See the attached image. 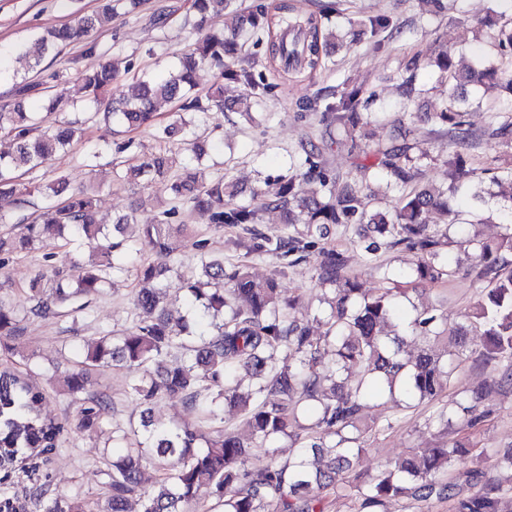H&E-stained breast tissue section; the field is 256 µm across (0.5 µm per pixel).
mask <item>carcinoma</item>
Returning a JSON list of instances; mask_svg holds the SVG:
<instances>
[{"label": "carcinoma", "instance_id": "cac0c4a2", "mask_svg": "<svg viewBox=\"0 0 512 512\" xmlns=\"http://www.w3.org/2000/svg\"><path fill=\"white\" fill-rule=\"evenodd\" d=\"M233 3L192 0V27L199 34L193 48L168 74L138 81L130 96L112 93V85L123 77L118 63L104 62L83 72L81 89L96 104L92 118L100 116L108 127L129 131L155 127L156 137L168 142L192 125L185 113L224 109L222 83L203 99L189 97L201 67L216 69L222 79L241 87L230 106L248 112L261 87L250 68L239 64L235 40L211 27L213 17ZM143 5L144 0H105L95 13L50 31L42 47L56 50L83 43L91 51L93 31L112 22L118 11L130 14ZM242 24L267 36L273 59H288L291 33L297 68L314 71L320 66V30L313 16L298 14L282 3L276 13L262 7L249 12L242 16ZM479 25L488 30L499 49L498 64L460 70L450 52L428 58V65L453 90L450 105L432 113L430 120L462 138L472 136V131L467 109L456 105L458 92L470 85L512 91V19L492 8ZM36 91L37 85L24 79L14 83L12 111L0 112L1 224L11 211L28 205V197L40 192L36 186H21L17 171L48 163L82 138V123L77 120L52 128L42 126L39 113L26 107ZM160 102L179 103L180 114L158 128ZM371 102L372 93L347 86L334 101L319 104L317 109L350 138L351 155L375 157L374 165L388 178L386 188L396 190L417 179L431 156L425 149L411 154L413 145L407 143L402 130L393 135L401 144L369 150L355 132L371 118L365 111ZM488 112L484 134L512 149V108L491 106ZM186 150L191 157L171 185L174 197L205 214L212 224L239 227L234 245L248 255L286 258L316 247L338 224H370L376 236L366 244L367 253L403 248L414 254L409 281L435 283L457 272L446 251L450 229L464 225L458 201L466 195L465 177L460 175L461 160L456 154L448 155L447 186L421 185L400 194L392 210L371 214L357 185L316 171L320 150L304 158L311 175L268 178L249 190L224 177H212L202 164L207 154L204 142L194 139ZM172 166V158L159 151L129 166L123 179L131 182L143 174L163 177ZM492 183L499 188L495 196L506 201L502 205L505 232L495 240L470 234L465 239L476 277L485 283L481 300L465 315V322L451 330L433 308L417 311L409 329L428 342L450 341L461 351L469 333L476 331L482 337L483 360L505 363L492 386L507 391L512 389V168L502 170ZM49 190L58 202L47 213L22 225L20 233L0 237V266L9 256L50 240L72 246L63 262L52 269L51 288H44L42 275L30 282L31 315L46 317L62 309L77 318L89 306L88 297L109 283L110 274L124 270V263L134 254L148 249L156 260L136 269L143 283L133 300L137 319L119 334L108 331L86 341L80 368L67 378V392L79 403L76 427L93 433L102 427L108 405L102 397L82 398L90 370L112 367L133 374L131 391L142 408L144 438L132 447L126 444L127 433L112 429V447L119 452L112 458L105 507L56 498L45 512H129L133 498L142 502L143 512H191L209 499L216 501L220 512H268L272 503L276 512H324L321 492L346 479L361 460L364 449L350 433L361 431L364 401L371 387H382L392 400L398 390L421 401H433L446 393L453 374L448 355L426 348L414 359H404L405 336L388 330L403 289L363 292L358 279L346 273L344 258L336 250L322 247L317 258L318 280L331 286V295L324 297L329 312L304 318L284 314L295 309L297 302L282 297L278 277L259 280L243 264L227 271L223 257L200 251L199 275L178 278L177 290L192 297L196 317L213 329L206 338L194 332L189 320L174 321L160 306L171 288L169 278L180 242L170 231L171 210L160 212L153 223L142 225L138 238L129 239L123 235V226L134 222V216H117L110 230L98 223L95 189L70 192L60 177ZM267 210L281 212V233L269 235L258 227L260 212ZM431 210L450 222L430 226ZM315 325L322 328L318 337L312 335ZM22 330L23 319L13 308L0 304V474L5 479L52 453L66 430L64 423L42 418L45 393L31 385L12 362L10 339ZM179 349L185 350V359L170 361ZM283 359L293 360L295 366L280 365ZM359 369L369 379H351ZM241 370L249 373L253 383L243 385L238 378ZM164 397L180 398L188 413L209 421H224V405L233 404L243 412L248 435L226 428L208 432L187 421L158 424L150 410L155 400ZM459 413L472 425L481 419L474 406L462 399L454 402L453 409L438 412L435 421L449 426ZM284 438L299 444L297 454L288 459L281 458L277 450ZM257 448L266 455L260 467L251 463ZM484 454V449L463 439L417 448L403 459L386 463L366 480L361 473L354 474L350 488L367 508L410 498L448 500L453 502V512H512L509 490L496 481L479 479ZM458 458L475 465L465 480V491L448 481L449 469ZM148 463L162 470L154 489L144 486L141 478Z\"/></svg>", "mask_w": 512, "mask_h": 512}]
</instances>
